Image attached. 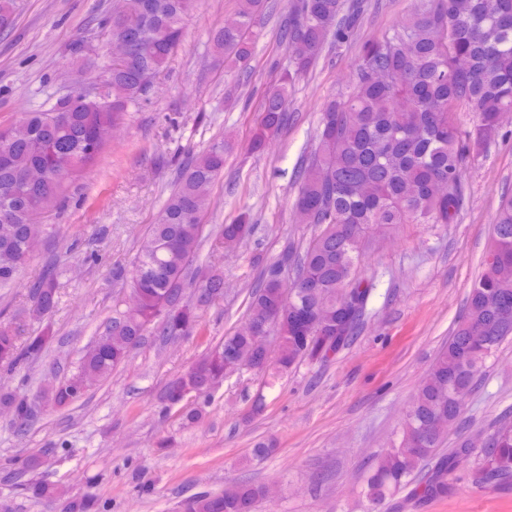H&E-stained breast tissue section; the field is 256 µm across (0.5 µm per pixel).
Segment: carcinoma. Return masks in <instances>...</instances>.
I'll list each match as a JSON object with an SVG mask.
<instances>
[{"label": "carcinoma", "mask_w": 512, "mask_h": 512, "mask_svg": "<svg viewBox=\"0 0 512 512\" xmlns=\"http://www.w3.org/2000/svg\"><path fill=\"white\" fill-rule=\"evenodd\" d=\"M195 0H122L106 20L137 21L131 31L138 51L98 97L78 93L46 112H28L0 127V210L13 220L0 222V288L12 287L31 260L48 225L42 214L64 199L66 185L96 165L106 145L105 127L121 123L132 107L149 99L144 78L156 77L184 35V19ZM368 0H292L283 31L289 65L279 85L264 97L253 148L263 150L287 119L288 85L294 83L328 44L347 43L367 10ZM264 0H240L238 12L212 35L224 65L246 68L252 56L254 18ZM15 0H0V31L13 27ZM472 114L474 129L463 128L460 113ZM512 112V0H416L412 11L379 38L365 43L347 95L327 100L317 132L318 148L298 172L295 210L299 222L318 232L295 260L293 286L269 276L265 267L251 292L247 321L224 337L166 388V406L177 405L192 387L206 403L224 379L232 354L261 363L253 341L258 327L273 319L279 337L276 371L299 363H323L344 350L367 316L373 283L357 276L361 243L371 226L453 224L465 199L463 164L496 136L500 117ZM224 171V140L212 142L181 169L172 193L148 233L140 240L131 270L115 279L137 297L133 314L112 318L101 341L85 351L78 371L41 390L53 409L76 402L87 388L105 379L144 336L191 334L202 313L224 296V271L194 266L203 238L201 216L210 205V188ZM250 215L226 224L218 244L231 246L249 229ZM494 244L470 291L448 345L420 384L403 418L401 440L388 449L365 477L361 495L378 505L404 491L418 498L448 496V476L477 450L461 444L438 452L444 434L435 419L455 421L462 414L486 359L512 338V195L499 203ZM59 283L52 272L31 284L29 306L0 323V364L33 362L51 336L41 333L20 343L29 320L54 312ZM318 314L316 337H304L296 316ZM19 430L32 417L27 398L0 393ZM477 452L481 463L474 483L495 489L512 486V423L500 424L490 444ZM431 466L424 480V467ZM38 499L63 492L30 482ZM263 489L239 484L222 495L201 494L185 502V512H252ZM92 500H69L65 512H100Z\"/></svg>", "instance_id": "carcinoma-1"}]
</instances>
